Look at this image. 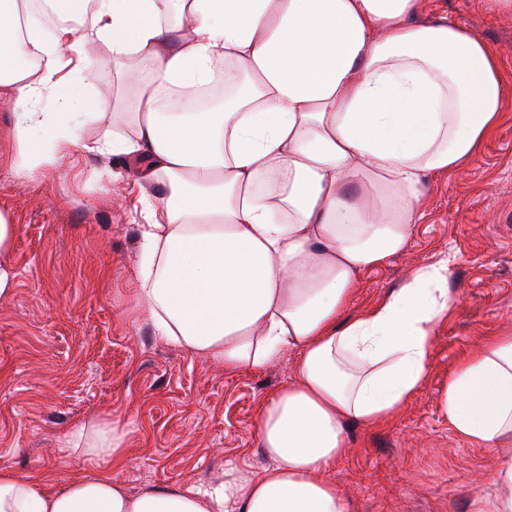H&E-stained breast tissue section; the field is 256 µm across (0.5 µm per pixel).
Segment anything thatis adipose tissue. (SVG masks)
Here are the masks:
<instances>
[{"label": "adipose tissue", "instance_id": "adipose-tissue-1", "mask_svg": "<svg viewBox=\"0 0 512 512\" xmlns=\"http://www.w3.org/2000/svg\"><path fill=\"white\" fill-rule=\"evenodd\" d=\"M43 37L26 0H0V97L17 111L13 167L72 148L122 159L140 190L135 300L157 336L225 371L281 353L293 378L258 410L264 463L205 487L130 492L109 473L128 434L112 417L72 423L59 445L87 472L54 488L0 469V512H352L328 473L348 427L394 419L423 386L452 267L419 268L350 319L362 274L407 246L429 176L463 167L497 126L498 57L475 33L423 20L424 0H51ZM106 44L110 57L96 55ZM223 64L224 105L164 110ZM113 67L132 136L85 145L43 101L73 108L78 81ZM456 434L495 449L492 494L512 512V334L462 361L438 396Z\"/></svg>", "mask_w": 512, "mask_h": 512}]
</instances>
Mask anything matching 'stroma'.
I'll list each match as a JSON object with an SVG mask.
<instances>
[{
	"instance_id": "stroma-1",
	"label": "stroma",
	"mask_w": 512,
	"mask_h": 512,
	"mask_svg": "<svg viewBox=\"0 0 512 512\" xmlns=\"http://www.w3.org/2000/svg\"><path fill=\"white\" fill-rule=\"evenodd\" d=\"M426 11L474 31L512 84V14L492 12L486 0H427ZM120 91L109 71L81 85L71 120L87 139L111 137V113L92 106ZM14 121L13 106L0 102V209L17 226L16 282L0 299V468L36 480L82 475L86 463L57 439L92 414L127 423V455L110 471L134 491L199 487L229 461L260 467L257 407L292 379V356L228 373L156 336L132 293L138 188L112 180V159L77 149L13 173ZM445 256L456 303L435 328L425 385L394 421L351 426L329 474L356 512H473L490 490L496 452L460 438L437 396L466 355L512 329V91L469 163L429 177L407 247L363 274L346 316Z\"/></svg>"
}]
</instances>
